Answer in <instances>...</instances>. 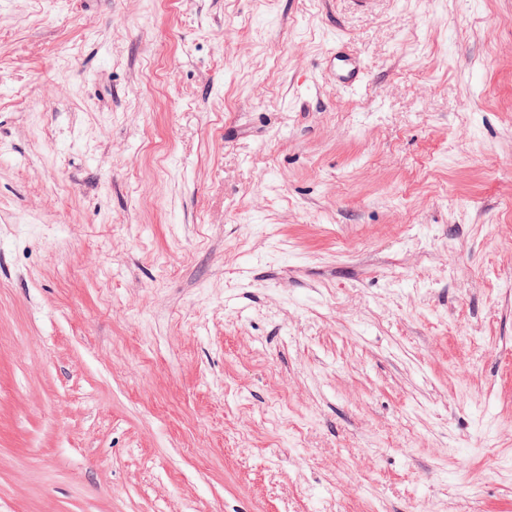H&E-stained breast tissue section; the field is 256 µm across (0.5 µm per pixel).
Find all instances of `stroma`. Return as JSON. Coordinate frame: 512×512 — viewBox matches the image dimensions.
Returning a JSON list of instances; mask_svg holds the SVG:
<instances>
[{
    "label": "stroma",
    "instance_id": "stroma-1",
    "mask_svg": "<svg viewBox=\"0 0 512 512\" xmlns=\"http://www.w3.org/2000/svg\"><path fill=\"white\" fill-rule=\"evenodd\" d=\"M0 512H512V0H0ZM328 66L332 70L336 83L343 90H355L366 76V69L362 62L343 51L339 42L329 52Z\"/></svg>",
    "mask_w": 512,
    "mask_h": 512
}]
</instances>
